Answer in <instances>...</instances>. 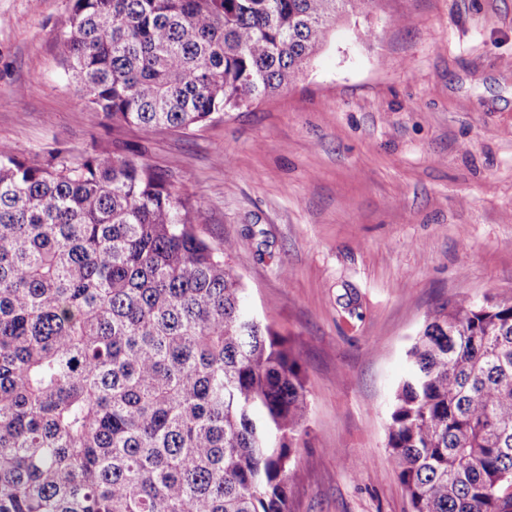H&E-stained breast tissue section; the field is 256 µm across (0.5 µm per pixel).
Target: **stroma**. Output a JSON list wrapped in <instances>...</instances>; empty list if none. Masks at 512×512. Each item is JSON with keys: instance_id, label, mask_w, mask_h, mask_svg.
<instances>
[{"instance_id": "1", "label": "stroma", "mask_w": 512, "mask_h": 512, "mask_svg": "<svg viewBox=\"0 0 512 512\" xmlns=\"http://www.w3.org/2000/svg\"><path fill=\"white\" fill-rule=\"evenodd\" d=\"M71 7L0 0V145L145 146L301 360L292 512H410L384 462L410 339L440 302L512 301V0H379L295 85L184 132L107 127L63 74Z\"/></svg>"}]
</instances>
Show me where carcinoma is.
I'll use <instances>...</instances> for the list:
<instances>
[{"label": "carcinoma", "mask_w": 512, "mask_h": 512, "mask_svg": "<svg viewBox=\"0 0 512 512\" xmlns=\"http://www.w3.org/2000/svg\"><path fill=\"white\" fill-rule=\"evenodd\" d=\"M373 2L73 0L60 62L112 126L190 130ZM128 151H0V512H290L303 366ZM406 357L386 460L412 512H512V301L439 304Z\"/></svg>", "instance_id": "cac0c4a2"}]
</instances>
